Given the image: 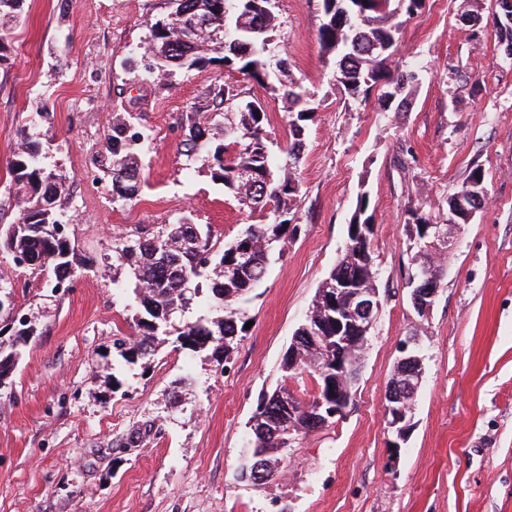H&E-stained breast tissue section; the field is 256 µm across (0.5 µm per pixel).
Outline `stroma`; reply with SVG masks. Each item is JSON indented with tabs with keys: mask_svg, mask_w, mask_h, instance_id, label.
<instances>
[{
	"mask_svg": "<svg viewBox=\"0 0 512 512\" xmlns=\"http://www.w3.org/2000/svg\"><path fill=\"white\" fill-rule=\"evenodd\" d=\"M167 12L166 0H25L1 43L0 224L21 212L13 156L23 139L39 141L43 166L65 179L57 211L84 267L55 295L0 252V285L36 318L0 390V512H512V60L493 0H423L402 17L390 64L419 74L406 112L384 110L374 92L345 100L320 38L322 0H279L272 53L318 105L296 170L301 233L272 259L229 357L168 341L116 373L113 341L131 334L132 311L112 286L115 240L187 217L228 242L260 221L207 161L186 160L188 115L225 88L263 104L274 152L289 143L287 102L225 67L223 51L154 72L146 23ZM118 119L153 138L138 196L123 205L108 171ZM476 166L485 205L455 230L447 274L419 315L406 226L417 210L443 223ZM363 192L381 308L347 413L300 435L268 484L241 481L249 421L284 384L282 356ZM407 339L423 380L393 462L384 410Z\"/></svg>",
	"mask_w": 512,
	"mask_h": 512,
	"instance_id": "35a3bbf8",
	"label": "stroma"
}]
</instances>
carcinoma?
I'll return each instance as SVG.
<instances>
[{"label": "carcinoma", "mask_w": 512, "mask_h": 512, "mask_svg": "<svg viewBox=\"0 0 512 512\" xmlns=\"http://www.w3.org/2000/svg\"><path fill=\"white\" fill-rule=\"evenodd\" d=\"M169 14L175 15L164 32L149 22L148 44L166 39L169 54L158 69L171 75L176 69L192 68L208 61L210 47L224 49V65L236 67L259 82L274 78L289 103L290 143L285 160L273 155L265 125L267 113L254 101L247 110H234L231 98L220 90L212 104L198 107L188 116L185 155L194 158L207 154L213 177L239 204L252 212L270 210L272 220L247 224L235 239L221 242L211 227H202L184 219L163 224L133 240L120 239L112 246L116 273L112 287L132 290V316L135 338L115 343L116 365L121 368L150 359L158 342L174 336L180 347L193 352L207 349L212 354L229 355L238 344V336L248 322L243 304L263 280L271 256L282 252L297 237L300 225L290 224L293 206L300 193L294 170L303 146L305 125L313 120L317 107L313 95L299 83L287 78L281 65L272 62L270 45L276 26L270 0H168ZM422 0H323L325 21L321 41L334 55L335 81L347 100H357L373 89L380 91L386 111L404 112L416 81L413 71L389 69L388 60L398 41V18L413 15ZM512 2L497 6L493 22L500 31V44L512 46V23L507 14ZM198 27L190 42L180 40L178 22ZM217 27L227 29L222 44L211 37ZM212 124L224 125V143L211 146L206 131ZM151 135L129 124L112 126V198L126 202L136 197L141 183L137 151L146 147ZM234 147V155L224 158ZM39 144L28 141L15 155L11 171L14 190L20 196L19 220L0 231V250L15 261L27 257L31 269L47 273L44 286L75 275L82 268L69 233L59 232L62 224L56 210L63 178L47 171L40 162ZM247 177H242L241 173ZM465 196L478 195L486 200L484 173L471 170L460 189ZM411 240H421L414 254L415 274L411 287L441 284L446 267L435 260L442 249L436 237V225L427 217H415L408 225ZM359 232L349 235V243L319 287L309 314L296 329L295 344L302 356L293 360L283 354L281 371L285 379L307 375L317 383L315 395L304 405L288 407L284 387L265 397L271 407L268 414L255 415L250 427L248 447L263 455L259 462L274 477L276 460L271 454L289 448L295 437L321 428L317 409L323 403L336 402V357L324 358L323 349L336 347V317L343 310L328 305L327 295L343 281L346 287H378L380 272L373 257L370 236ZM12 340L0 341V380L9 379L20 348L33 335L31 324L25 330L9 332Z\"/></svg>", "instance_id": "cac0c4a2"}]
</instances>
